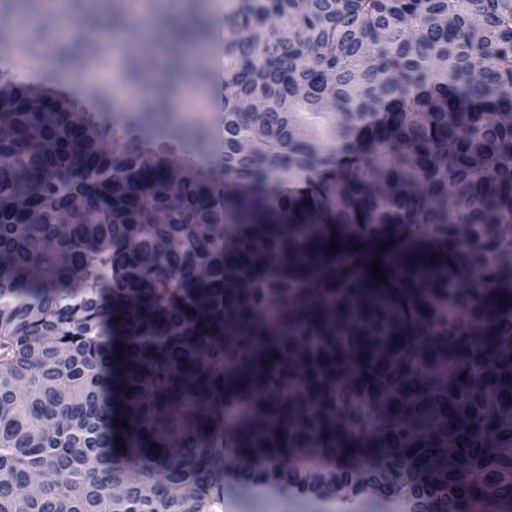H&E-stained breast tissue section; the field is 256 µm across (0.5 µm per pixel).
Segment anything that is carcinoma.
<instances>
[{
    "instance_id": "carcinoma-1",
    "label": "carcinoma",
    "mask_w": 512,
    "mask_h": 512,
    "mask_svg": "<svg viewBox=\"0 0 512 512\" xmlns=\"http://www.w3.org/2000/svg\"><path fill=\"white\" fill-rule=\"evenodd\" d=\"M221 52L222 176L0 100V512H224L345 448L512 506V0H237Z\"/></svg>"
}]
</instances>
